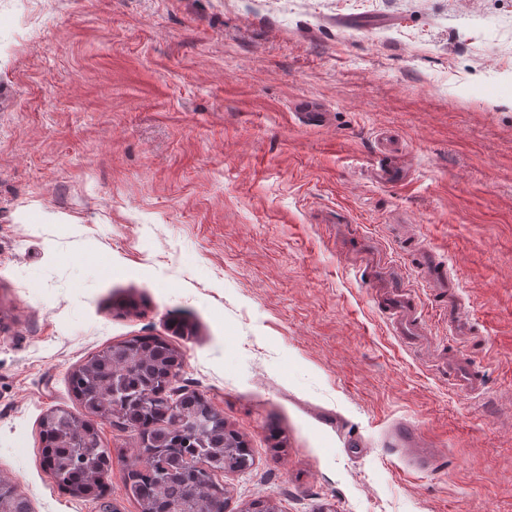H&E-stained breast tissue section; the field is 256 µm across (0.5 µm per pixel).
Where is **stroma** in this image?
Instances as JSON below:
<instances>
[{
	"instance_id": "obj_1",
	"label": "stroma",
	"mask_w": 512,
	"mask_h": 512,
	"mask_svg": "<svg viewBox=\"0 0 512 512\" xmlns=\"http://www.w3.org/2000/svg\"><path fill=\"white\" fill-rule=\"evenodd\" d=\"M394 156L407 179L376 183ZM360 239L418 292L424 344L390 331ZM144 335L252 450L224 512H512V0H0V482L33 512H100L39 422ZM98 430L109 512H140L136 433ZM454 385L463 391L475 392L482 387L481 378L471 369L458 365L450 371ZM390 437L396 446L408 448L415 452L418 457L415 463L419 468L428 469L435 463L434 454L425 450V448H430L431 445L414 428L398 424L391 430Z\"/></svg>"
}]
</instances>
